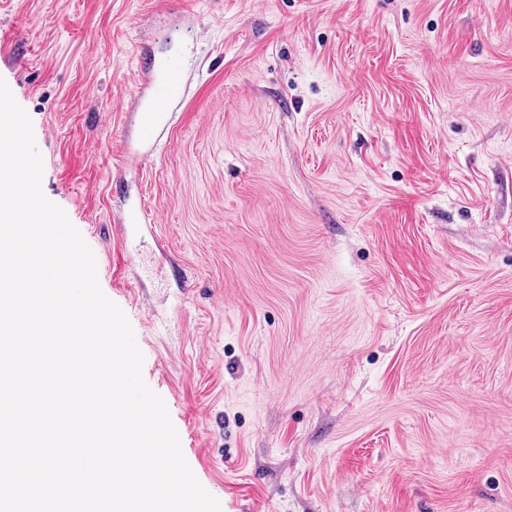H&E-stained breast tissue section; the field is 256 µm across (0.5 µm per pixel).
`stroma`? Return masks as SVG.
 Segmentation results:
<instances>
[{"label":"stroma","instance_id":"35a3bbf8","mask_svg":"<svg viewBox=\"0 0 512 512\" xmlns=\"http://www.w3.org/2000/svg\"><path fill=\"white\" fill-rule=\"evenodd\" d=\"M0 78L221 512H512V0H0ZM181 76L177 69L168 71L167 81L157 87L156 95H153V103L140 111V120L143 126L154 128L161 120L164 112L174 98L177 87L180 86Z\"/></svg>","mask_w":512,"mask_h":512}]
</instances>
